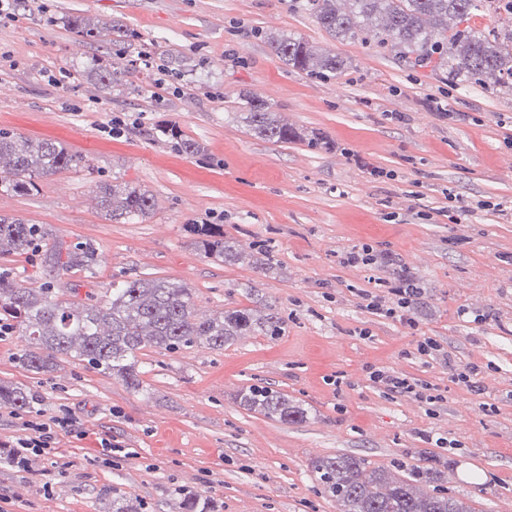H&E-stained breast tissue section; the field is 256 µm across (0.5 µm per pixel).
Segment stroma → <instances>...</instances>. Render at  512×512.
I'll use <instances>...</instances> for the list:
<instances>
[{"mask_svg":"<svg viewBox=\"0 0 512 512\" xmlns=\"http://www.w3.org/2000/svg\"><path fill=\"white\" fill-rule=\"evenodd\" d=\"M76 15L136 33L181 75L158 82L124 57L129 85L101 88L85 75L97 48L63 24ZM280 35L345 66L326 80L293 69L267 43ZM248 95L300 139L255 136ZM115 115L128 125L113 138L104 128ZM172 126L202 153L171 152ZM0 130L63 142L81 158L29 194L0 191V215L52 232L41 250L0 255V272L28 288L52 282L76 305L107 300L118 281L164 279L191 288L199 315L272 307L285 327L221 350L144 348L139 391L72 357L27 370L24 339L0 338V381L37 397L0 407V451L28 421H71L55 429L48 459L0 465L5 512H110L116 491L147 512H181L187 494L210 497L217 512H339L311 469L338 454L428 466L474 512H512V90L452 82L387 43L331 37L298 0H23L16 20L0 23ZM113 181L149 191L151 215L108 220L97 187ZM191 224L219 225L241 261L206 257ZM85 240L98 248L93 269L46 262ZM255 243L273 268L252 258ZM364 243L386 262L339 264ZM403 277L420 290L413 328L361 297ZM425 337L439 354H415ZM471 365L482 368L473 390L454 379ZM377 367L431 384L442 402L384 393L368 377ZM253 384L288 394L304 420L243 409L237 394Z\"/></svg>","mask_w":512,"mask_h":512,"instance_id":"stroma-1","label":"stroma"}]
</instances>
